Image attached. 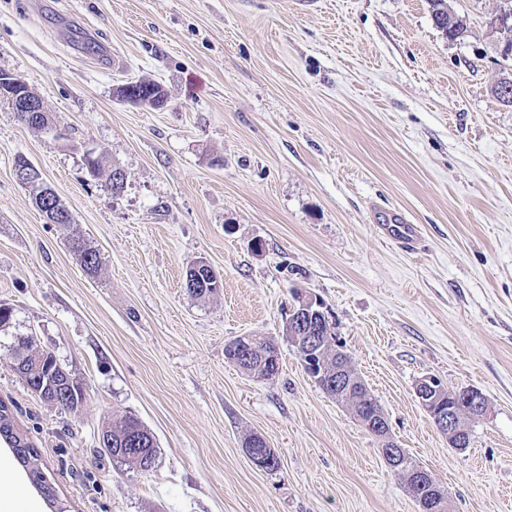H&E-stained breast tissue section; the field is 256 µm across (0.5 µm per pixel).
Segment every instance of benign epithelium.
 I'll use <instances>...</instances> for the list:
<instances>
[{"mask_svg": "<svg viewBox=\"0 0 512 512\" xmlns=\"http://www.w3.org/2000/svg\"><path fill=\"white\" fill-rule=\"evenodd\" d=\"M493 31L499 33L504 41V53H512V8L500 10L490 21ZM121 97L135 105H154L153 98L145 95L136 86L129 84L120 88ZM0 101L8 104L13 112L22 116L24 122L39 126L43 130L53 131L55 127L40 98L22 80L7 71H0ZM16 180L30 190L32 200L46 223L56 224L64 219L63 212L53 190L43 180L42 173L32 163L14 165ZM333 323L323 311V304L316 298L298 292L296 305L289 312L284 324V335L299 345L300 359L305 367H310L314 358L326 355L325 343L329 341ZM28 347L19 349L15 358L16 373L27 380L32 367L42 364L35 337L28 336ZM357 379L352 377L341 360H336V381L330 386L336 389V398L344 401L355 392ZM442 388L437 386L433 377H424L415 384V395L423 409L433 419L439 431L448 436L451 448L468 447L467 425L462 417L477 418L486 411V398L475 389L459 391L457 403L453 407L440 405ZM359 421L373 435L384 439L381 452L392 469L403 466L401 449L391 439L389 424L385 415L368 407L359 413Z\"/></svg>", "mask_w": 512, "mask_h": 512, "instance_id": "1", "label": "benign epithelium"}]
</instances>
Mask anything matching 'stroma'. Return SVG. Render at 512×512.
I'll use <instances>...</instances> for the list:
<instances>
[{"instance_id": "1", "label": "stroma", "mask_w": 512, "mask_h": 512, "mask_svg": "<svg viewBox=\"0 0 512 512\" xmlns=\"http://www.w3.org/2000/svg\"><path fill=\"white\" fill-rule=\"evenodd\" d=\"M502 0H0V69L57 126L0 104V400L75 512H418L382 441L304 371L283 336L295 291L319 298L392 439L450 512H512V106L491 93ZM160 84L159 108L118 96ZM103 156L91 176L84 153ZM25 156L73 214L49 224L14 176ZM122 168V191L107 188ZM419 225L406 248L378 227ZM80 229L101 262L87 274ZM205 260L222 291L198 299ZM33 335L86 389L67 410L13 369ZM279 348L278 374L225 356L238 336ZM425 376L479 389L458 450L419 404ZM158 444L133 472L104 452L113 421ZM263 436L278 469L244 451ZM0 512H51L0 445ZM431 12V18L435 27L448 40L455 41L466 32L463 20L453 11V15L448 14L447 0H428Z\"/></svg>"}]
</instances>
